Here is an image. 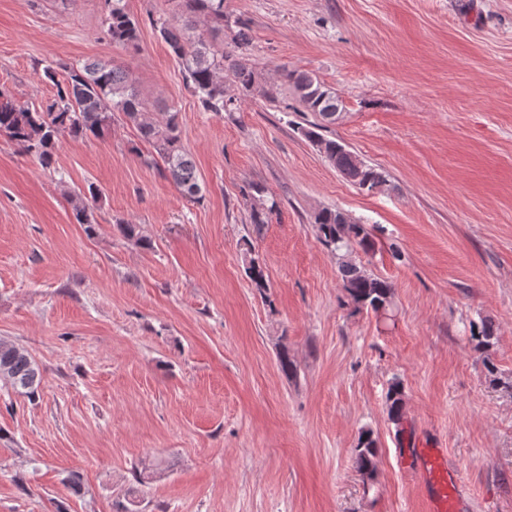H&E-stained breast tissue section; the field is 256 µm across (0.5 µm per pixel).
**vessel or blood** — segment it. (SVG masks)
Wrapping results in <instances>:
<instances>
[{"instance_id":"1","label":"vessel or blood","mask_w":512,"mask_h":512,"mask_svg":"<svg viewBox=\"0 0 512 512\" xmlns=\"http://www.w3.org/2000/svg\"><path fill=\"white\" fill-rule=\"evenodd\" d=\"M401 466L422 478L432 504V512H464L467 497L458 475L448 468L445 448L413 436L398 451Z\"/></svg>"}]
</instances>
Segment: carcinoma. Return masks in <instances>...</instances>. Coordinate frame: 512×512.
I'll use <instances>...</instances> for the list:
<instances>
[{
  "mask_svg": "<svg viewBox=\"0 0 512 512\" xmlns=\"http://www.w3.org/2000/svg\"><path fill=\"white\" fill-rule=\"evenodd\" d=\"M102 25L111 43L133 53L140 50L139 22L128 11L126 0H105ZM153 25L205 111L234 112L241 96L271 95L262 83L260 71L244 54L249 46L248 26L224 13V0H176L174 14L158 18ZM214 31L224 32V42L219 46L210 40ZM59 68L65 72L61 80L57 78ZM280 75L291 84L304 108L322 121L333 123L336 113L344 110L336 92L313 76L285 66L280 68ZM43 76L56 86L54 99L45 105H21L0 91V135L49 166L59 137L68 134L74 138H102L111 131L115 115L120 114L155 149L163 162L161 174L170 178L182 195L199 198L201 186L194 162L181 145L179 112L171 108L152 111L137 91L128 67L112 60L89 61L79 67L61 64L56 68L49 64L43 68ZM228 82L236 87L239 96L227 93ZM320 128L322 125L315 124L301 129V133L341 176L358 187L364 183L378 188L386 184L382 170L357 161L344 144L324 138L318 132ZM250 199L249 223L259 229L271 221L277 203L265 200L264 189L257 185L250 186ZM68 202L75 223L92 229L96 220L90 205L78 194L68 196ZM314 224L322 243L337 257L341 287L353 303L361 310H387L394 293L392 282L351 258L355 248L368 251L372 247L366 227L337 209L318 211ZM244 261L246 275L255 287L266 288L264 269L252 256V249H247ZM0 380L16 393L32 399L37 395L42 376L26 349L0 339ZM385 403L389 419L400 424L405 406L400 381L390 384ZM378 451L372 433H361L354 463L363 476H373Z\"/></svg>",
  "mask_w": 512,
  "mask_h": 512,
  "instance_id": "1",
  "label": "carcinoma"
}]
</instances>
